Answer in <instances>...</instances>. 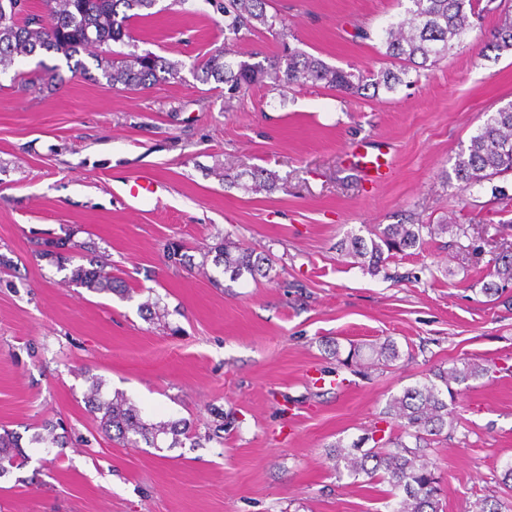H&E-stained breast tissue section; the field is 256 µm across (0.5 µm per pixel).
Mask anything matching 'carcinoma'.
<instances>
[{
  "mask_svg": "<svg viewBox=\"0 0 512 512\" xmlns=\"http://www.w3.org/2000/svg\"><path fill=\"white\" fill-rule=\"evenodd\" d=\"M15 0H0V74L11 68L19 58L37 54L61 53L69 61L72 75H80L114 89L142 90L161 82L179 78L182 63L171 61L151 51H138L130 34L133 23L153 16L159 0H41L42 14L24 15L25 9L12 10ZM410 6L403 18L389 23L383 30L385 56L390 66L376 73L356 74L333 67L321 58L299 48L283 47L280 54L262 61L238 59L236 41L263 26L274 29L276 19L267 15V0H217L215 7L224 15V47L216 50L204 62L194 66L196 79L227 87L232 97L245 94L255 85H268L284 92L293 87H323L344 96L361 95L372 88L393 92L410 85L407 77L453 54L464 43L473 22L480 16V0H408ZM488 46L495 50H512V16L506 17L486 35ZM90 52L95 68L77 58ZM40 85L55 88L65 78L57 66L42 65ZM512 174V103L487 116L470 139L467 151L460 154L455 175L466 191L497 177ZM275 173L252 166L237 170L224 165V185L246 192L277 189ZM451 233L467 234L463 224H387L376 237L365 240L353 236L340 243V250L368 262V270L379 271L385 255H394L422 245L427 237ZM38 254L51 257L59 269L75 258H85L71 270L69 282L97 290L121 292L126 284L108 270V259L97 253L94 243L75 241L72 236L44 239L38 243ZM230 281L248 275L252 280L268 278L274 270L271 256L244 248L225 239L203 255ZM512 291V250H505L493 259L488 280L480 292L489 301L500 300ZM377 364L387 366L400 358L397 344L385 340L372 346ZM336 361L345 367L362 368L360 348L349 349L341 357V348L333 349ZM490 373V367L471 361L437 368L425 381L404 388L388 401L384 415L402 427L398 435H389L383 443L374 442L367 451L361 442L345 445L337 442L330 460L336 473H347L354 481L370 486L386 482L390 485L393 504L390 512H440V481L429 458L432 438L453 427L454 411L448 397L453 395L451 384H464ZM93 413L101 414L100 425L105 433L124 446L138 447L143 443L159 447L163 436H171L168 447L182 444L181 437L193 435L184 420L151 422L142 417L136 403L123 395L103 398L100 385L95 383L86 397ZM14 447L9 436H0V475L14 466L15 456L8 452Z\"/></svg>",
  "mask_w": 512,
  "mask_h": 512,
  "instance_id": "obj_1",
  "label": "carcinoma"
}]
</instances>
